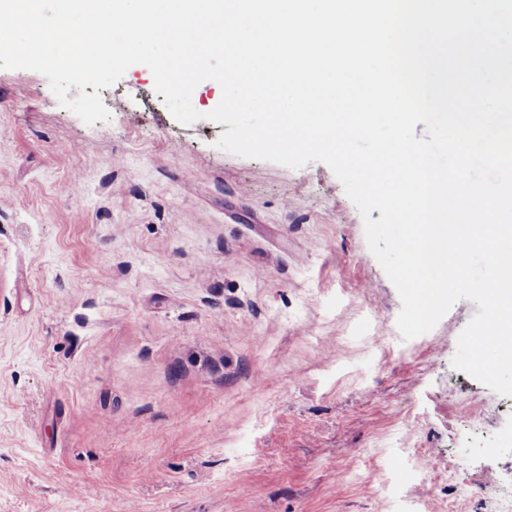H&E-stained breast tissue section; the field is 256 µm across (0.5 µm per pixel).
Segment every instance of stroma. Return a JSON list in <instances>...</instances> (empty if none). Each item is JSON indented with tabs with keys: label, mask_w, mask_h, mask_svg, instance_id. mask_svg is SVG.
<instances>
[{
	"label": "stroma",
	"mask_w": 512,
	"mask_h": 512,
	"mask_svg": "<svg viewBox=\"0 0 512 512\" xmlns=\"http://www.w3.org/2000/svg\"><path fill=\"white\" fill-rule=\"evenodd\" d=\"M100 95L0 68V512H486L477 305L403 339L331 168L219 149V84L188 126L147 66Z\"/></svg>",
	"instance_id": "obj_1"
}]
</instances>
